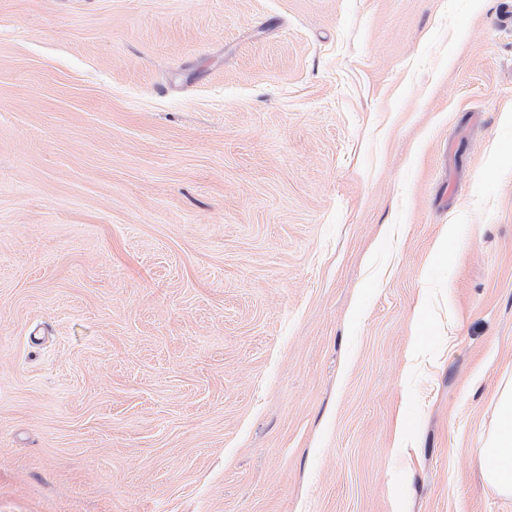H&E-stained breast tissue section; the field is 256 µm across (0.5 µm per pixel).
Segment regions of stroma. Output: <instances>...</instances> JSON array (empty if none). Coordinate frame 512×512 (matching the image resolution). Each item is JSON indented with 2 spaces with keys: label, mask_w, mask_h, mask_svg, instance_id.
I'll return each instance as SVG.
<instances>
[{
  "label": "stroma",
  "mask_w": 512,
  "mask_h": 512,
  "mask_svg": "<svg viewBox=\"0 0 512 512\" xmlns=\"http://www.w3.org/2000/svg\"><path fill=\"white\" fill-rule=\"evenodd\" d=\"M497 9L0 0V512H512ZM492 461L491 465L488 462ZM489 483L501 494L512 495V388L501 392L497 422L480 460Z\"/></svg>",
  "instance_id": "1"
}]
</instances>
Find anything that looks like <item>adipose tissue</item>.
<instances>
[{
    "label": "adipose tissue",
    "instance_id": "1",
    "mask_svg": "<svg viewBox=\"0 0 512 512\" xmlns=\"http://www.w3.org/2000/svg\"><path fill=\"white\" fill-rule=\"evenodd\" d=\"M482 471L501 494L512 495V388H504L497 404V422L484 448Z\"/></svg>",
    "mask_w": 512,
    "mask_h": 512
}]
</instances>
